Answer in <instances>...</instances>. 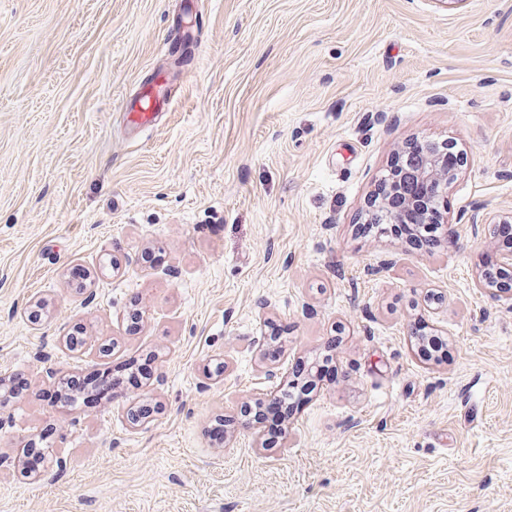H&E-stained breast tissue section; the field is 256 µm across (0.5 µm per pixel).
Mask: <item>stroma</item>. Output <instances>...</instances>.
Wrapping results in <instances>:
<instances>
[{"label": "stroma", "instance_id": "1", "mask_svg": "<svg viewBox=\"0 0 512 512\" xmlns=\"http://www.w3.org/2000/svg\"><path fill=\"white\" fill-rule=\"evenodd\" d=\"M155 81L172 105L140 132L125 102ZM422 137L467 156L454 245L356 238ZM510 212L512 0H0V375L29 382L0 407V512H512V301L475 288L498 243L469 222ZM327 353L276 445L241 429L266 370ZM146 354L120 397L51 407Z\"/></svg>", "mask_w": 512, "mask_h": 512}]
</instances>
